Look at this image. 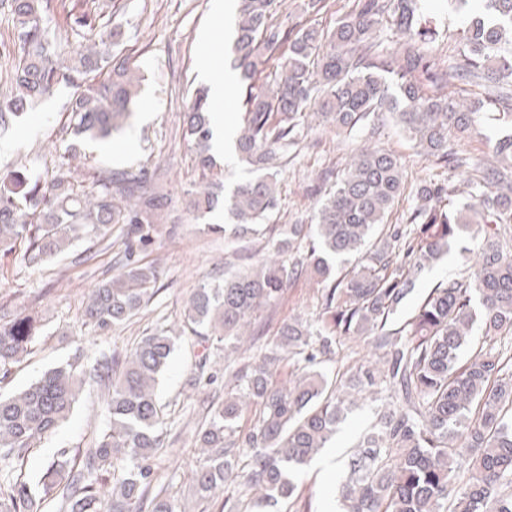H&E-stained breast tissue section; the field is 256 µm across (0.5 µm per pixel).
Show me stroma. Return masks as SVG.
Returning a JSON list of instances; mask_svg holds the SVG:
<instances>
[{"label":"stroma","instance_id":"obj_1","mask_svg":"<svg viewBox=\"0 0 512 512\" xmlns=\"http://www.w3.org/2000/svg\"><path fill=\"white\" fill-rule=\"evenodd\" d=\"M100 2L101 24L122 25L126 38L117 52L138 65L144 81L131 124L121 135L131 144L129 152L118 154L98 142L82 144L81 149L95 155L102 165L115 169L159 168L167 195L164 222L144 247L133 245L130 236L117 231L112 235L111 248L99 246L92 239L82 240L74 243L63 258L39 270L19 268L9 259L0 261V304L13 311L38 314L42 319L33 353L0 377V394L5 396L51 368L74 361L91 368L99 352L125 351L144 333L181 324L186 300L194 288L204 280L221 277L225 268H242L265 257L272 236L270 227H265L251 239L228 242L223 232L208 230L206 225L192 220L184 206L185 193L203 184L195 152L182 134L186 105L204 87L198 77L203 66L201 32L209 31L215 37L216 53L224 51V29L211 12L210 0ZM300 4L301 0H285L275 22L328 29L338 18L352 12L355 0H328L326 8L316 14L303 12ZM422 17L433 32L436 61L449 59L466 20L464 11L455 0H435L425 7ZM71 97L70 88H58L35 105L20 126L0 135V170L24 166L42 172L58 163L54 147L64 136ZM367 143L393 152L404 165L406 190L396 200L389 223L399 221L411 207L412 192L421 181L465 180L460 171L446 169L420 155L393 120H385L371 139L359 129L339 136L314 126L304 130L299 145L287 153L282 163L279 207L271 217L272 224L312 223L318 195L333 191L341 165ZM471 244L470 237L460 238L450 245L442 260L418 276L397 320H405L431 288L464 270L466 257L462 250ZM129 246L138 259L158 267L157 292L143 315L109 335L97 336L82 330L79 317L84 296L109 277L116 253ZM80 255L87 256V263L77 264ZM320 294L321 287L313 280L302 278L290 284L282 298L257 318L256 346L251 349V356L273 347L284 323L314 317ZM205 352L211 363L201 371L196 364ZM232 372L224 360L223 344L215 342L205 347L187 332L179 336L174 360L158 386L166 414L163 432L170 449L161 467L186 512H222L221 500L201 504L191 496L185 453L194 447L204 404L222 401L225 394L237 392ZM378 405L372 397L360 401L337 426L330 442L336 450L332 475L324 477L320 468L310 466L298 483L295 512H338L336 489L347 475L353 448L374 422ZM105 426L103 391L94 383L86 386L69 419L30 455L26 471L34 473L43 468L57 449L88 447Z\"/></svg>","mask_w":512,"mask_h":512}]
</instances>
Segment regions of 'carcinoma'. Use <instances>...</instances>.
<instances>
[{"label":"carcinoma","instance_id":"obj_1","mask_svg":"<svg viewBox=\"0 0 512 512\" xmlns=\"http://www.w3.org/2000/svg\"><path fill=\"white\" fill-rule=\"evenodd\" d=\"M478 1L487 17L460 32L456 54L434 62L420 0H356L354 13L330 30L273 24L283 0H237L230 67L249 81L235 150L250 177L233 191L224 237L256 235L278 207L281 151L295 147L312 120L338 133L365 127L375 135L390 116L418 151L449 169H470L472 203L457 207L459 189L431 179L415 189L400 224L387 218L405 191L402 166L387 150L362 147L342 169L336 190L317 205L314 223L282 224L272 254L224 278L203 282L185 305L184 323L204 343L240 341L264 307L302 276L325 283L319 313L283 325L274 348L239 368L245 397L205 407L192 495L207 503L224 484L261 492L265 512L294 503L297 476L336 433L354 396L385 389L389 402L363 434L338 494L343 512H512V248L502 231L512 224V134L492 143L494 160L475 159L461 140L481 133L482 106L460 86L484 82L486 103L512 116V0ZM12 27L0 58L12 60L11 91L0 97V132L61 86L74 90L70 133L79 141L109 137L125 125L141 82L139 68L112 50L124 39L73 0H0ZM80 37L67 55L49 22ZM389 28L400 50L381 40ZM272 70L259 85L256 72ZM207 94L185 112L184 136L203 177L216 166ZM224 186L208 181L187 193L186 210L206 219ZM166 194L144 167L112 170L71 144L47 177L28 169L0 173V258L35 270L76 241L112 245L118 225L150 240ZM478 226L474 264L436 285L411 317L396 314L418 275L452 239ZM305 252V260L292 256ZM359 255L339 277L340 259ZM156 265L127 251L111 277L84 302L81 325L104 336L136 316L155 294ZM499 338L486 346L473 337ZM36 316L0 305V371L31 353ZM371 337L382 365L331 377L318 357L336 336ZM174 352L171 329H157L120 355L102 354L93 377L105 388L106 429L88 448L58 449L33 475L29 455L72 414L87 371L68 363L23 389L0 396V512H181L157 459L166 451L159 380ZM295 359L291 385L272 378ZM259 408L241 429L247 402Z\"/></svg>","mask_w":512,"mask_h":512}]
</instances>
